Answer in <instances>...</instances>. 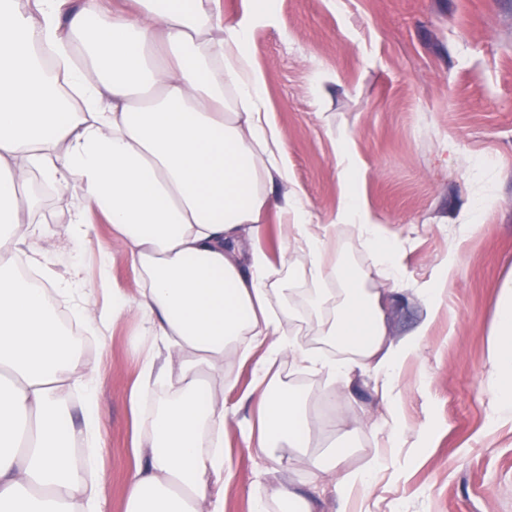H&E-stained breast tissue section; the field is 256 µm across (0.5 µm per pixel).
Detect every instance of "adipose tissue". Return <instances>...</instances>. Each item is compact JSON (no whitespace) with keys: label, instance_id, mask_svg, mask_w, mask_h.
<instances>
[{"label":"adipose tissue","instance_id":"1","mask_svg":"<svg viewBox=\"0 0 512 512\" xmlns=\"http://www.w3.org/2000/svg\"><path fill=\"white\" fill-rule=\"evenodd\" d=\"M249 39L248 23L225 24L221 0H0V512H105L100 373L61 327V299L102 344L136 313L141 370L131 406L157 380L173 394L136 433L126 512H224L232 411L210 382L223 377L229 348L255 367L257 417L239 422L246 447L329 482L343 501L373 489L382 457L354 468L349 449L311 451L306 401L273 368L287 358L323 375L327 400L374 374L397 439L396 370L418 357L447 284L421 289L426 312L412 335L389 336L381 293L329 259L328 229L280 160L282 136L267 119ZM35 178L73 188L64 227L44 224L25 194ZM272 209L285 248L306 258L300 269L258 245ZM98 219L112 226L102 258L124 255L143 284L137 296L104 268L95 279L78 265L60 274L36 247L45 237L84 243ZM337 219L358 228L387 278L399 275L396 244L357 196ZM300 275L313 284L316 336L347 358L282 334ZM490 336L492 410L512 416V277ZM75 390L84 398L78 425ZM81 444L89 453L79 461ZM253 487V512L272 501L282 512H319L271 470H259Z\"/></svg>","mask_w":512,"mask_h":512}]
</instances>
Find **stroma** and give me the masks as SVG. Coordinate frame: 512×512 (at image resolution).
I'll return each mask as SVG.
<instances>
[{"label": "stroma", "instance_id": "1", "mask_svg": "<svg viewBox=\"0 0 512 512\" xmlns=\"http://www.w3.org/2000/svg\"><path fill=\"white\" fill-rule=\"evenodd\" d=\"M222 5L225 21L251 25L283 162L318 222L332 227L331 259L386 293L391 338L413 333L424 314L421 284L438 257L457 251L445 306L420 356L397 374L395 447L374 429L387 411L371 380L325 402L324 377L280 365L310 411L352 443L351 466L386 460L371 494L351 497L346 512H512V420H493L489 390L495 303L512 275V0H275L265 18L253 17L255 0ZM344 147L348 180L338 165ZM351 194L399 244L398 280L383 277L355 227L338 224ZM310 289L297 283L283 327L316 348ZM138 325L128 315L107 348L88 338L82 350L101 373L107 512H125L138 462L129 405ZM224 377L232 383L227 405L238 418L254 416L241 401L252 365L227 356ZM224 450L236 471L224 512H251L254 457L235 424L224 428Z\"/></svg>", "mask_w": 512, "mask_h": 512}]
</instances>
